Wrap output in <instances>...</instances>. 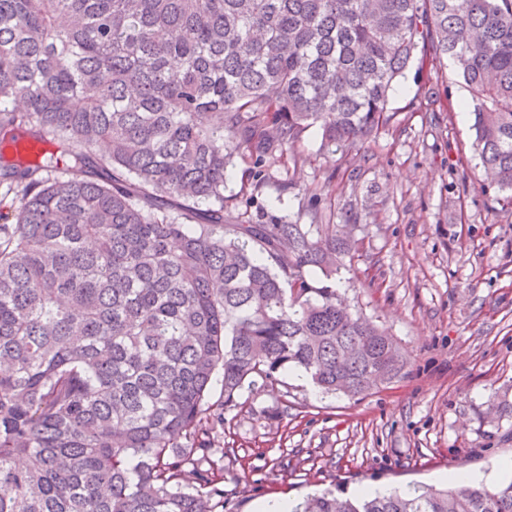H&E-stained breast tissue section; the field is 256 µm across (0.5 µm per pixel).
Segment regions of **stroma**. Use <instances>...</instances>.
<instances>
[{
  "instance_id": "obj_1",
  "label": "stroma",
  "mask_w": 512,
  "mask_h": 512,
  "mask_svg": "<svg viewBox=\"0 0 512 512\" xmlns=\"http://www.w3.org/2000/svg\"><path fill=\"white\" fill-rule=\"evenodd\" d=\"M468 92L450 62L409 67L388 105V126L347 152L321 151L309 132L296 187L255 201L254 223L356 220L359 249L341 273L352 311L387 329L408 364L363 399L327 396L282 375L251 394L252 412L227 411L214 447L224 468V512L302 501L327 489L349 496L379 485H437L451 469L487 486L512 462V206L502 207L457 109Z\"/></svg>"
}]
</instances>
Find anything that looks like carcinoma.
Segmentation results:
<instances>
[{"instance_id": "cac0c4a2", "label": "carcinoma", "mask_w": 512, "mask_h": 512, "mask_svg": "<svg viewBox=\"0 0 512 512\" xmlns=\"http://www.w3.org/2000/svg\"><path fill=\"white\" fill-rule=\"evenodd\" d=\"M421 43L512 205V0H0V512H218L210 434L258 382L358 397L402 374L385 330L309 278L356 251L352 225L242 203L296 187L272 170L309 130L337 152L387 126ZM292 512H512V481Z\"/></svg>"}]
</instances>
